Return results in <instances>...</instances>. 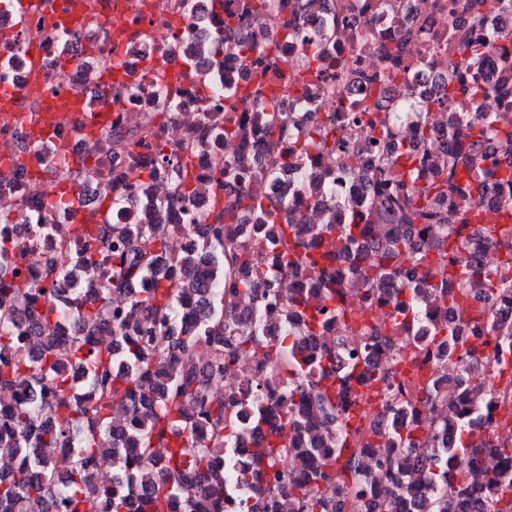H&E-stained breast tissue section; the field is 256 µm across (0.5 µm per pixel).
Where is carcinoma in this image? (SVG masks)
Wrapping results in <instances>:
<instances>
[{"mask_svg": "<svg viewBox=\"0 0 512 512\" xmlns=\"http://www.w3.org/2000/svg\"><path fill=\"white\" fill-rule=\"evenodd\" d=\"M487 2L466 0L473 26L483 25ZM297 32L295 16L266 40L226 17L224 32L204 45L210 72L201 78L209 83L229 48L275 67L280 57L273 48ZM492 47L468 46L474 101L487 93L476 69ZM351 123H358L357 115L323 112L300 128L291 113L273 105L250 116L225 113L221 137L263 141L271 165L265 168L249 154L224 159L222 178L207 187L211 194L222 192L224 206L215 208L208 235L181 254L179 264L188 273L158 280L145 294L139 283L172 255L163 205L155 207L152 223L114 224L112 246L82 253L85 267L110 272L94 307L85 306L65 272L54 267L45 274L48 288L18 281L8 242L0 239V351L15 348L28 331L40 350L37 359H0V457L20 458L18 466L0 470V512H45L54 501L62 512H87L90 502L105 505V512H167L176 500L186 512L205 502L211 512H236L224 495V443L271 414L279 425L271 432L274 440L254 448L252 473L274 466L288 449L294 468L278 479L291 489V512H341L336 499L324 494L335 481L347 485L355 512H411L420 477L433 485L439 512H512V442L474 438L469 417L472 405L488 416L497 409L477 353L493 339L496 360L512 358V318L468 303L477 288L503 297L512 290V196L499 205L497 222L484 221L483 211L470 205L490 173L512 186V124L485 112L473 123L441 130L451 149L397 140L391 157L372 149L365 163L360 152L345 147ZM432 167L436 175L423 176ZM342 169L356 171L365 191L354 202L332 204L340 220H292L293 205L304 207L328 193ZM249 173L281 179L288 193L254 194L243 184ZM456 200L462 205L447 207ZM474 243L496 253V268L466 266L464 255ZM201 259L210 262V286L195 277ZM306 274L307 285L267 296L281 336L264 339V325L239 307L238 298L256 294L261 284ZM352 289L356 306L348 302ZM189 294L200 306L182 326L174 315ZM117 296L127 305L113 313ZM387 305L389 316L377 318L374 311ZM65 311L77 330L61 346L49 325ZM109 318L112 347L102 348L95 336ZM332 327L338 337L358 328L363 356L411 345V357L423 365L442 356L446 345V367L469 366L468 384L448 396L430 386L416 392L392 370L382 378L390 422L356 448L359 456L374 448L380 453L388 483L382 492L367 484L354 460L335 472L327 461L315 463L344 445L348 415L340 400L352 382L372 381L353 360L339 370L344 351L327 338ZM292 336L323 342L305 351L287 343ZM204 342L212 348L208 363L198 359ZM245 358L284 365L293 380L286 388L256 380L225 396L206 392L211 376ZM75 372L94 396L73 391ZM419 402L436 415L457 406L450 415L453 443L415 417ZM157 447L166 452L162 478L152 467ZM41 448L65 451L64 469ZM118 455L123 474L99 482L101 462ZM280 508L274 489L257 503V512Z\"/></svg>", "mask_w": 512, "mask_h": 512, "instance_id": "obj_1", "label": "carcinoma"}]
</instances>
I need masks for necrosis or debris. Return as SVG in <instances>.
Listing matches in <instances>:
<instances>
[{
    "label": "necrosis or debris",
    "mask_w": 512,
    "mask_h": 512,
    "mask_svg": "<svg viewBox=\"0 0 512 512\" xmlns=\"http://www.w3.org/2000/svg\"><path fill=\"white\" fill-rule=\"evenodd\" d=\"M67 0H49L16 21L0 5V88L18 90L17 108L0 112V239L14 243L12 261L20 279L40 282L48 260L72 276V285L86 288L101 279L80 263L87 240L72 234V209L81 205L88 224L95 225L106 203L119 201L112 219L120 224L149 223L157 204L167 206L175 223L176 253L213 223L209 197H181L183 176L160 169V156H190L189 173L208 185L224 157L242 152L240 142L215 138L224 114L265 110L268 101L305 123L312 112L351 111L361 122L348 132L347 146L365 148L382 127L396 125L402 139L414 138L421 120L418 106L433 98L438 83L456 84L453 103L434 108L436 125L466 114L472 107L502 112L495 93L472 102L468 84L460 83L461 41L449 31L469 30L468 16L453 0H323L319 9L299 13L297 0H276L277 9L257 17L244 13L245 0H224V13L241 17L249 31L269 36L280 18L300 14V38L279 43L276 53L288 61L287 77L264 72L256 58L226 51L224 71L202 88L186 60L219 23L207 0H86L88 13L115 21L112 31L75 24ZM330 32L325 50L332 70L306 62L305 41ZM39 49L43 67L38 94H26L32 76L29 56ZM121 79L108 87L114 100L104 111L91 89L111 69ZM388 68L403 71L401 82L370 88L369 75ZM260 87V97L224 101L225 86ZM89 90V111L50 126L43 138H32L49 102L64 103ZM405 113H397L398 101ZM268 427L241 434L229 453L236 462L225 490L251 512L255 490L246 473L250 453L268 438Z\"/></svg>",
    "instance_id": "necrosis-or-debris-1"
}]
</instances>
